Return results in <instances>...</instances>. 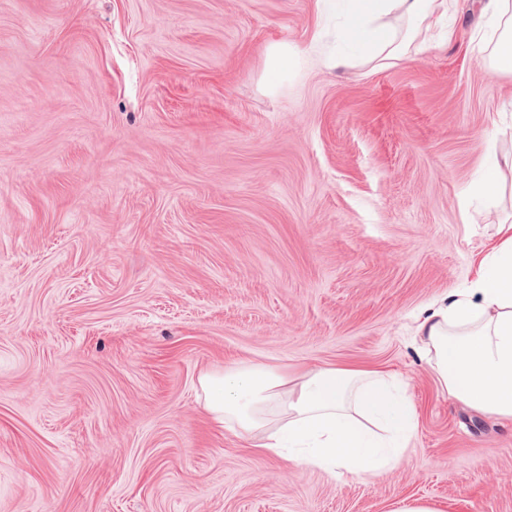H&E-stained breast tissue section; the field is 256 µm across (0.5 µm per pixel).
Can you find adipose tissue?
Wrapping results in <instances>:
<instances>
[{
	"instance_id": "1",
	"label": "adipose tissue",
	"mask_w": 512,
	"mask_h": 512,
	"mask_svg": "<svg viewBox=\"0 0 512 512\" xmlns=\"http://www.w3.org/2000/svg\"><path fill=\"white\" fill-rule=\"evenodd\" d=\"M342 37L359 63L389 66L422 52L448 0H347ZM494 35L482 39L494 70L512 73V0H486ZM466 288L426 306L414 336L449 395L481 414L512 421V224ZM212 422L261 454L364 475L396 468L418 411L384 368L317 366L289 374L240 362L199 378Z\"/></svg>"
}]
</instances>
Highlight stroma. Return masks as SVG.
<instances>
[{
  "mask_svg": "<svg viewBox=\"0 0 512 512\" xmlns=\"http://www.w3.org/2000/svg\"><path fill=\"white\" fill-rule=\"evenodd\" d=\"M457 33L378 68L316 0H0V512H512V421L444 393L416 315L466 287L512 154V75ZM495 134V149L486 137ZM238 360L384 367L419 410L399 465L334 475L212 426ZM317 55L314 45L294 49H288V46L272 48L267 55L268 77L272 81H277L298 63L307 62Z\"/></svg>",
  "mask_w": 512,
  "mask_h": 512,
  "instance_id": "obj_1",
  "label": "stroma"
}]
</instances>
